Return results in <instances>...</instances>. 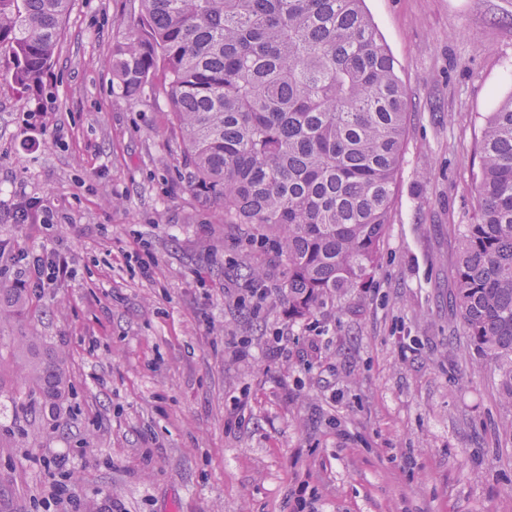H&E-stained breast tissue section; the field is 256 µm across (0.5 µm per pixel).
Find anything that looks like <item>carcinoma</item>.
Returning a JSON list of instances; mask_svg holds the SVG:
<instances>
[{
	"mask_svg": "<svg viewBox=\"0 0 512 512\" xmlns=\"http://www.w3.org/2000/svg\"><path fill=\"white\" fill-rule=\"evenodd\" d=\"M72 0H0V57L37 86ZM114 48L122 94L164 91L179 147L224 223L276 241L288 312L306 318L363 286L378 266L405 135L395 61L363 0H140ZM479 220L463 226L455 303L479 366L512 409V95L478 145ZM25 290L0 284V304ZM17 415L65 390L41 357Z\"/></svg>",
	"mask_w": 512,
	"mask_h": 512,
	"instance_id": "carcinoma-1",
	"label": "carcinoma"
}]
</instances>
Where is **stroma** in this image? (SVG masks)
<instances>
[{
	"label": "stroma",
	"mask_w": 512,
	"mask_h": 512,
	"mask_svg": "<svg viewBox=\"0 0 512 512\" xmlns=\"http://www.w3.org/2000/svg\"><path fill=\"white\" fill-rule=\"evenodd\" d=\"M364 5L405 89L402 162L373 277L303 320L273 243L194 184L164 99L120 93L112 50L139 0H72L41 90L0 57V239L73 267L0 320V512H64L59 459L80 512H512V414L474 367L453 276L474 145L512 94V0ZM24 197L37 224L14 220ZM21 331L68 378L25 418Z\"/></svg>",
	"instance_id": "35a3bbf8"
}]
</instances>
